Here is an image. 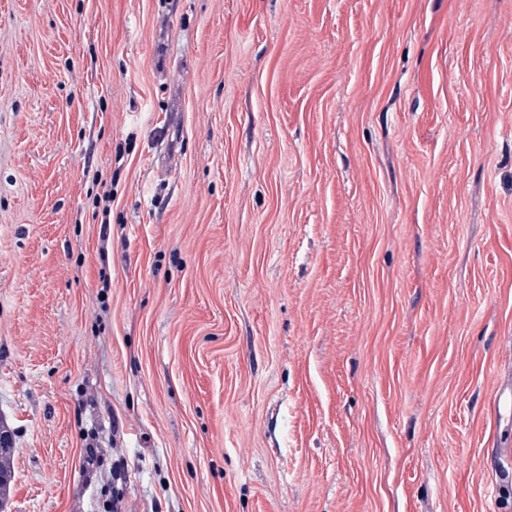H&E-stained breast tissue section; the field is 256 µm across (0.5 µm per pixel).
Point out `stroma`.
I'll use <instances>...</instances> for the list:
<instances>
[{
    "label": "stroma",
    "mask_w": 512,
    "mask_h": 512,
    "mask_svg": "<svg viewBox=\"0 0 512 512\" xmlns=\"http://www.w3.org/2000/svg\"><path fill=\"white\" fill-rule=\"evenodd\" d=\"M0 426V512H512V0H0Z\"/></svg>",
    "instance_id": "1"
}]
</instances>
